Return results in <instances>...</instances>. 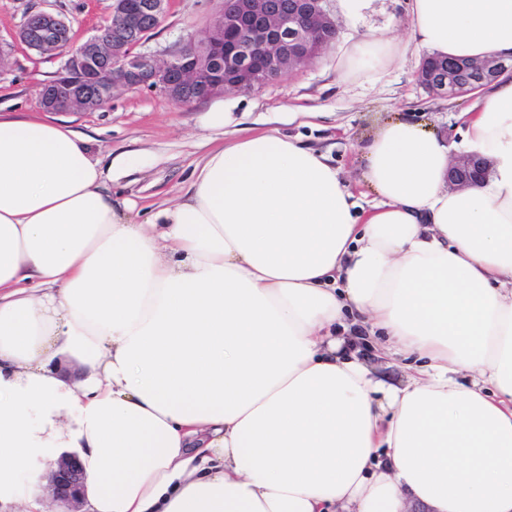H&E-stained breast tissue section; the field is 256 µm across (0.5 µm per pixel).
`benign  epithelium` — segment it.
Instances as JSON below:
<instances>
[{
	"instance_id": "obj_1",
	"label": "benign epithelium",
	"mask_w": 512,
	"mask_h": 512,
	"mask_svg": "<svg viewBox=\"0 0 512 512\" xmlns=\"http://www.w3.org/2000/svg\"><path fill=\"white\" fill-rule=\"evenodd\" d=\"M169 0H112V20L80 44L67 19L51 12L28 15L13 41L40 55L67 56L62 72L42 84L47 112H91L119 90L155 88L175 104L250 90L318 58L336 42L327 0H222L209 31L190 35L161 58L138 50L159 26ZM512 71V59H422L419 84L440 96H457ZM487 161L456 158L448 170L452 189L486 175ZM87 475L76 457L60 456L49 477L52 499L63 512H79Z\"/></svg>"
}]
</instances>
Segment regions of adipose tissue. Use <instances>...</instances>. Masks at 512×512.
<instances>
[{"label": "adipose tissue", "mask_w": 512, "mask_h": 512, "mask_svg": "<svg viewBox=\"0 0 512 512\" xmlns=\"http://www.w3.org/2000/svg\"><path fill=\"white\" fill-rule=\"evenodd\" d=\"M338 76L407 46L512 56V0H411ZM456 149L386 121L363 208L278 130L213 149L148 222L61 124L0 119V504L49 512L38 466L77 455L83 512H512V72ZM416 358L388 383L356 356ZM487 161L474 155L456 158L448 170V185L452 189L475 183L486 175Z\"/></svg>", "instance_id": "ef3b65f1"}]
</instances>
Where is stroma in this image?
<instances>
[{
    "label": "stroma",
    "instance_id": "1",
    "mask_svg": "<svg viewBox=\"0 0 512 512\" xmlns=\"http://www.w3.org/2000/svg\"><path fill=\"white\" fill-rule=\"evenodd\" d=\"M220 7V0H172L145 50L164 56L187 36L204 34ZM408 9L409 0H370L358 27L337 19L336 44L321 57L251 90L186 105L172 103L154 88L124 90L97 111L64 113L60 119L85 138L102 169H109L114 156L132 154V165L109 189L142 206L182 194L197 161L222 143L221 134L206 126L207 112L218 107L226 112L228 130L276 129L326 152L350 190L363 197L362 149L380 121L396 115L425 121L456 144L461 140L458 114L472 102L468 94L447 98L423 89L417 80L420 57L412 48L378 82L339 80L340 46L380 30L408 39ZM37 11L64 16L83 40L109 19L112 0H0V42L11 47V63L0 71L1 117L41 114L37 88L63 66V58L12 42L27 15ZM304 109L318 111V118L305 122Z\"/></svg>",
    "mask_w": 512,
    "mask_h": 512
}]
</instances>
